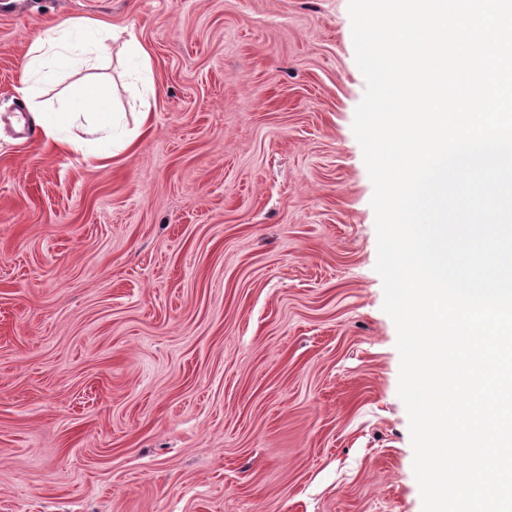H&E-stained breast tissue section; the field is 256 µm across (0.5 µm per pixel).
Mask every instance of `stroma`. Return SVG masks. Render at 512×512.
I'll use <instances>...</instances> for the list:
<instances>
[{"label": "stroma", "mask_w": 512, "mask_h": 512, "mask_svg": "<svg viewBox=\"0 0 512 512\" xmlns=\"http://www.w3.org/2000/svg\"><path fill=\"white\" fill-rule=\"evenodd\" d=\"M20 2L0 5V512H422L349 0ZM58 18L115 36L38 100L98 81L133 136L117 156L12 125Z\"/></svg>", "instance_id": "stroma-1"}]
</instances>
